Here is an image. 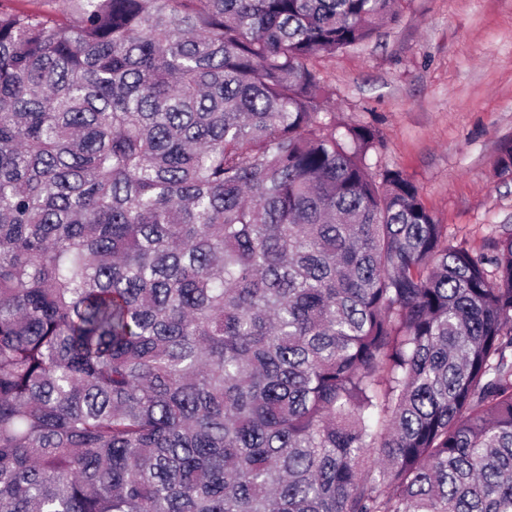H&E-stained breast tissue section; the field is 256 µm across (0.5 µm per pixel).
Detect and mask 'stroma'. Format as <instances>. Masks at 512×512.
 Masks as SVG:
<instances>
[{"label": "stroma", "mask_w": 512, "mask_h": 512, "mask_svg": "<svg viewBox=\"0 0 512 512\" xmlns=\"http://www.w3.org/2000/svg\"><path fill=\"white\" fill-rule=\"evenodd\" d=\"M315 67L337 119L375 126L374 164L402 169L454 243L489 252L512 230V0H405L397 23Z\"/></svg>", "instance_id": "stroma-1"}]
</instances>
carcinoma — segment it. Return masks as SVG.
<instances>
[{"instance_id":"1","label":"carcinoma","mask_w":512,"mask_h":512,"mask_svg":"<svg viewBox=\"0 0 512 512\" xmlns=\"http://www.w3.org/2000/svg\"><path fill=\"white\" fill-rule=\"evenodd\" d=\"M400 11H0V512H512V234L312 65Z\"/></svg>"}]
</instances>
